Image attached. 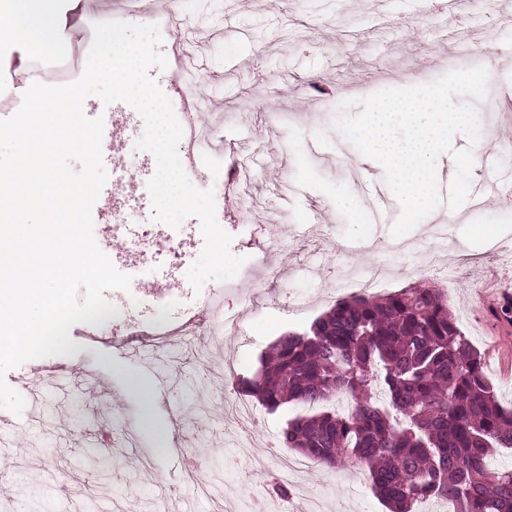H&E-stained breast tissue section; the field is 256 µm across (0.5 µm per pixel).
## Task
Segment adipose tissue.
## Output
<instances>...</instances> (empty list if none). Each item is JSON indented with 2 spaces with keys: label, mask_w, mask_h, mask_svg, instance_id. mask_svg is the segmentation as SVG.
Returning a JSON list of instances; mask_svg holds the SVG:
<instances>
[{
  "label": "adipose tissue",
  "mask_w": 512,
  "mask_h": 512,
  "mask_svg": "<svg viewBox=\"0 0 512 512\" xmlns=\"http://www.w3.org/2000/svg\"><path fill=\"white\" fill-rule=\"evenodd\" d=\"M60 23L54 0H7L0 9V35L35 40L40 49L53 44Z\"/></svg>",
  "instance_id": "ef3b65f1"
}]
</instances>
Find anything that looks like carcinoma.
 Segmentation results:
<instances>
[{"label":"carcinoma","mask_w":512,"mask_h":512,"mask_svg":"<svg viewBox=\"0 0 512 512\" xmlns=\"http://www.w3.org/2000/svg\"><path fill=\"white\" fill-rule=\"evenodd\" d=\"M244 387L270 412L315 410L289 422L280 445L318 465L364 468L390 512L429 500L512 512V470L489 465L512 448V408L440 288L337 301L309 330L280 337ZM338 398L347 410H326Z\"/></svg>","instance_id":"1"}]
</instances>
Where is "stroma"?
<instances>
[{
	"label": "stroma",
	"mask_w": 512,
	"mask_h": 512,
	"mask_svg": "<svg viewBox=\"0 0 512 512\" xmlns=\"http://www.w3.org/2000/svg\"><path fill=\"white\" fill-rule=\"evenodd\" d=\"M55 8L62 18L58 39L74 49L81 46L80 32L97 21L140 23L173 12L187 17L180 47L205 59L196 91L207 102L198 120L224 133L212 183L224 192L216 216L234 237L232 253L244 259L227 282L224 314L237 315L250 293L266 294L267 302L245 318L243 336L231 340L207 329L173 336L140 345L132 361L125 334L153 330L158 321L180 322L198 295L186 277H169L161 258L149 272L166 302L107 292L120 313L102 325V338H90L86 324H76L69 355L26 362L6 377L26 400L21 418L29 428L0 434V512H158L163 501L170 512H252L258 498L266 499L267 512H280L283 501L271 491L277 460L267 445L301 410L290 404L268 412L240 383L254 378L281 335L303 331L347 297L339 281L388 261L369 245L389 241L400 214L382 166L361 157L335 129L339 106L479 64L489 80L488 96L478 105V146L501 154L496 177L502 193L482 209L463 210L444 241L427 232L448 215L440 205L407 234L414 259L392 266L385 290L444 285L498 399L512 406V323L498 316L512 301V263L493 252L512 239V157L503 154L504 143L512 142V61L500 56L512 49V0H470L463 7L433 0H138L133 6L110 0L103 8L55 0ZM128 110L126 103L106 106L95 96L84 103L88 117L112 116L103 131L104 163L136 151ZM245 163L254 174V200L288 185L279 212L241 206L234 185ZM369 183L385 202L384 223L367 221ZM319 220L333 228L329 242L312 232ZM257 224L266 225L271 259L281 271L274 281L251 261ZM431 252L453 271L452 281L434 274ZM135 375L153 388L151 405L130 392ZM161 375L170 379L163 393L157 389ZM229 397L252 406L254 430H233L226 420ZM99 419L112 422L114 445L94 438ZM189 456L204 464L208 496H188ZM102 457L110 460L104 476L91 468ZM287 485L295 497L320 495L326 512H387L359 467L314 466L289 475Z\"/></svg>",
	"instance_id": "stroma-1"
}]
</instances>
